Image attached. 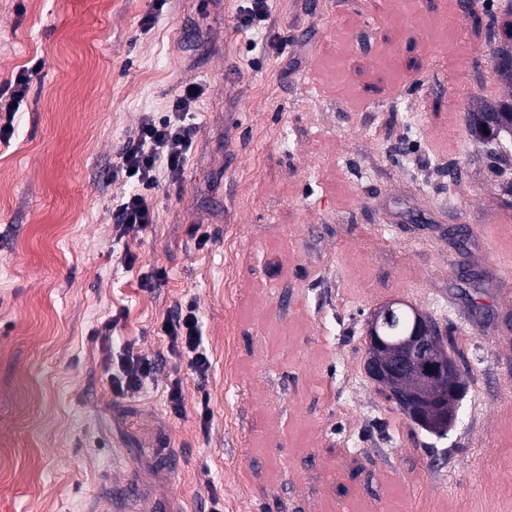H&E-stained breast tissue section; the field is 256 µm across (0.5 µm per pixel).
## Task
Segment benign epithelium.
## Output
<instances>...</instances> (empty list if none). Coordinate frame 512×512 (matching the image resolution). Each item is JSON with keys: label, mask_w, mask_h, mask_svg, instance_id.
I'll return each mask as SVG.
<instances>
[{"label": "benign epithelium", "mask_w": 512, "mask_h": 512, "mask_svg": "<svg viewBox=\"0 0 512 512\" xmlns=\"http://www.w3.org/2000/svg\"><path fill=\"white\" fill-rule=\"evenodd\" d=\"M435 332L423 315H418L413 331L403 340L396 354L387 351L390 343L376 336L366 348L365 368L375 381L393 387L408 375L427 373L434 387L456 396L464 389L459 367L434 347ZM397 405L410 413H419L420 395L413 389L394 394Z\"/></svg>", "instance_id": "benign-epithelium-1"}]
</instances>
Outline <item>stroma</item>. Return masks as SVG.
<instances>
[{
    "label": "stroma",
    "instance_id": "obj_1",
    "mask_svg": "<svg viewBox=\"0 0 512 512\" xmlns=\"http://www.w3.org/2000/svg\"><path fill=\"white\" fill-rule=\"evenodd\" d=\"M240 3L0 0V85L43 62L0 143V512H512V233L486 238L512 159L466 125L511 95L474 20L512 21V0H268L265 33ZM192 83L184 173L158 169L153 224L118 237L117 153ZM392 300L470 368L447 438L365 373V321ZM188 302L202 378L159 333ZM126 344L160 369L121 398ZM124 483L142 496L122 507Z\"/></svg>",
    "mask_w": 512,
    "mask_h": 512
}]
</instances>
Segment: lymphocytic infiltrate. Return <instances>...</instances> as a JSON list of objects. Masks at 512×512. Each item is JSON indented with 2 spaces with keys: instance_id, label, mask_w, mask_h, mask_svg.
Instances as JSON below:
<instances>
[{
  "instance_id": "f902f5d3",
  "label": "lymphocytic infiltrate",
  "mask_w": 512,
  "mask_h": 512,
  "mask_svg": "<svg viewBox=\"0 0 512 512\" xmlns=\"http://www.w3.org/2000/svg\"><path fill=\"white\" fill-rule=\"evenodd\" d=\"M40 68V63H33L20 70L13 83L0 88V112L8 116L7 122L0 125V141L12 137L13 120L28 93L32 75ZM203 94L202 85L190 84L177 95L167 111L144 113L137 137L128 140L120 150L117 170L126 174L133 190L113 203V228L118 237H137L152 224L156 210L152 191L157 186L158 166H165L171 181H178L182 176L194 148L195 128L190 119ZM161 330L172 347L187 353L193 372L205 376L211 362L202 343L196 306L191 304L177 309ZM157 370V362L125 349L120 370L112 377V390L119 396L137 392Z\"/></svg>"
}]
</instances>
